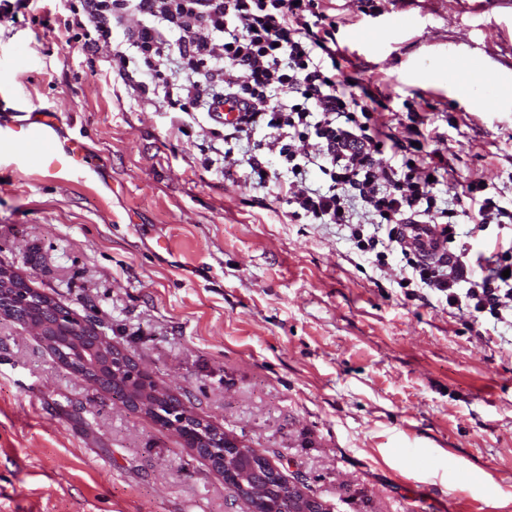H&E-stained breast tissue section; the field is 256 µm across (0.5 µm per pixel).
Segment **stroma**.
I'll use <instances>...</instances> for the list:
<instances>
[{"label": "stroma", "instance_id": "obj_1", "mask_svg": "<svg viewBox=\"0 0 512 512\" xmlns=\"http://www.w3.org/2000/svg\"><path fill=\"white\" fill-rule=\"evenodd\" d=\"M336 51L396 137L438 132L457 173L436 186L472 228L470 182L512 203V0H325ZM412 24L400 30L393 16ZM68 11L19 7L0 52L7 112L56 113L83 173L0 157V267L105 337L181 403L305 485L327 512H512V323L450 311L377 267L349 227L294 220L207 113L141 93L142 62L112 71L122 32L93 50ZM367 27L368 43L349 30ZM481 67H473V60ZM0 512H249L174 430L93 385L31 325L0 315Z\"/></svg>", "mask_w": 512, "mask_h": 512}]
</instances>
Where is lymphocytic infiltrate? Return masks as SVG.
I'll list each match as a JSON object with an SVG mask.
<instances>
[{"instance_id":"f902f5d3","label":"lymphocytic infiltrate","mask_w":512,"mask_h":512,"mask_svg":"<svg viewBox=\"0 0 512 512\" xmlns=\"http://www.w3.org/2000/svg\"><path fill=\"white\" fill-rule=\"evenodd\" d=\"M85 19L98 40L111 42L123 30L128 50H114L112 65L125 73L129 52L143 61L152 83L163 86L168 104L188 113L226 105L240 110L233 137L264 127L262 144L283 158L290 173L281 179L258 156L246 162L256 186L275 185L293 217L317 224H347L359 251L386 265L400 253L413 278L444 295L450 308L473 319H502L512 310V245L492 251L461 247L433 260L402 246L403 224H432L444 243L456 238L453 210L436 205L435 184L452 178L441 150L424 142L405 146L383 129L372 108L351 92L335 49L325 35L335 21L319 0H82ZM136 25H129V18ZM176 61L175 75L164 67ZM408 153L392 166L386 153ZM326 176V189L307 184L309 167ZM468 187L474 228L512 224V207ZM360 222H353L354 207ZM373 234H365V226Z\"/></svg>"}]
</instances>
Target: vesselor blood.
Segmentation results:
<instances>
[{
	"label": "vessel or blood",
	"mask_w": 512,
	"mask_h": 512,
	"mask_svg": "<svg viewBox=\"0 0 512 512\" xmlns=\"http://www.w3.org/2000/svg\"><path fill=\"white\" fill-rule=\"evenodd\" d=\"M59 125L56 113L34 111L22 120L13 113H0V150L17 154L19 145H26V160L38 163L50 171L75 170L85 163L84 147L71 141L57 147L53 135Z\"/></svg>",
	"instance_id": "1"
}]
</instances>
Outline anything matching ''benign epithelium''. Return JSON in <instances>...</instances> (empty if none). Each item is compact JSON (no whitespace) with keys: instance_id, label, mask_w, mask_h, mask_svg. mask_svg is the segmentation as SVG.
<instances>
[{"instance_id":"7a95c632","label":"benign epithelium","mask_w":512,"mask_h":512,"mask_svg":"<svg viewBox=\"0 0 512 512\" xmlns=\"http://www.w3.org/2000/svg\"><path fill=\"white\" fill-rule=\"evenodd\" d=\"M22 314L39 330L50 349L65 364L94 384L107 375L124 388V403L148 414L169 399L166 389L139 370L112 342L88 330L70 331V319L60 316L50 298L10 269L0 267V314ZM165 426L176 430L181 440L208 460L237 493L253 501L255 512H277L283 495L295 504V512H327L322 503L298 482H290L264 457L204 422L186 406L170 410Z\"/></svg>"}]
</instances>
